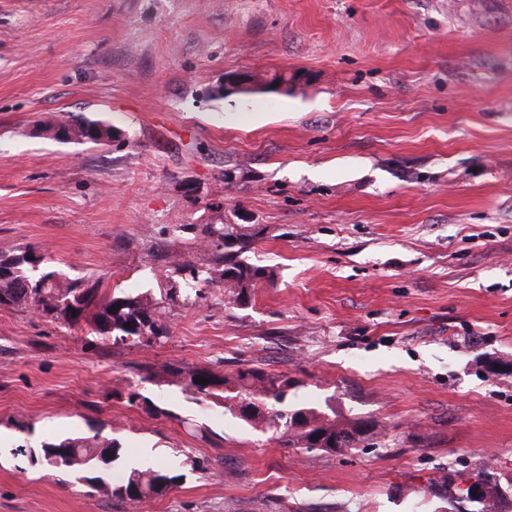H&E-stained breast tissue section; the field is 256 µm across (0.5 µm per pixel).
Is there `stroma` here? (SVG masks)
<instances>
[{
	"label": "stroma",
	"instance_id": "obj_1",
	"mask_svg": "<svg viewBox=\"0 0 512 512\" xmlns=\"http://www.w3.org/2000/svg\"><path fill=\"white\" fill-rule=\"evenodd\" d=\"M284 70L285 95L208 94ZM75 114L121 139H55ZM241 213L275 283L168 302L164 343L0 307V512H464L483 469L512 503V374L487 367L512 361V0H0V249L155 295L205 251L168 227ZM177 364L287 375L379 433L283 446ZM92 436L124 453L106 482L175 486L131 505L37 455ZM174 480V476H171L170 472L165 469L130 467L126 478L121 483L113 485L97 478L96 481L100 483V487L94 486L91 489L97 493L126 501L133 500L134 490L141 488L144 496L138 500H143L162 495Z\"/></svg>",
	"mask_w": 512,
	"mask_h": 512
}]
</instances>
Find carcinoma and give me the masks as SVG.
Masks as SVG:
<instances>
[{"mask_svg":"<svg viewBox=\"0 0 512 512\" xmlns=\"http://www.w3.org/2000/svg\"><path fill=\"white\" fill-rule=\"evenodd\" d=\"M54 131L57 139L78 143L92 142L103 134L109 139L114 135L111 126L82 115L70 117ZM170 232L179 238L198 239L209 250L195 263L176 260L171 264L173 270L165 273L171 287L160 300L148 294L104 297L99 294L98 284L83 278L72 279L47 267L45 256L32 248L19 254L1 249L0 306L30 307L41 317L69 329L90 323L96 334L115 345L129 338L135 344L151 345L169 336L164 303L179 296L186 304L195 303L199 297L197 283L216 285L237 303L246 304L258 283L275 279L274 269L256 265L247 257L261 234L253 225L177 224ZM174 272L181 280L171 277ZM170 373L194 393L224 400L239 420L271 432L289 448L345 453L376 435L377 426L369 419L338 420L316 408L290 407L288 394L295 383L283 374L240 368L228 378L191 365L173 366ZM196 376L208 379L209 383H196ZM39 456L48 466L68 472L75 467L113 464L122 458V452L115 441L64 438L43 443ZM173 480L165 469L131 467L121 483L113 485L100 478V486L93 491L126 501L133 499L134 490L140 488L144 498H155L165 493Z\"/></svg>","mask_w":512,"mask_h":512,"instance_id":"obj_1","label":"carcinoma"}]
</instances>
